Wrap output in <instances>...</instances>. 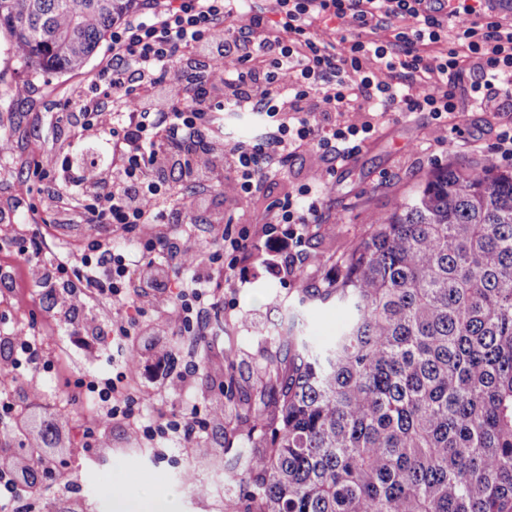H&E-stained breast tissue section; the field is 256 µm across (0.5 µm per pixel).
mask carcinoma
<instances>
[{"label": "carcinoma", "instance_id": "cac0c4a2", "mask_svg": "<svg viewBox=\"0 0 512 512\" xmlns=\"http://www.w3.org/2000/svg\"><path fill=\"white\" fill-rule=\"evenodd\" d=\"M133 0H0L19 67L83 70ZM346 318L306 334L309 304ZM245 512H512V166L434 168L288 306Z\"/></svg>", "mask_w": 512, "mask_h": 512}]
</instances>
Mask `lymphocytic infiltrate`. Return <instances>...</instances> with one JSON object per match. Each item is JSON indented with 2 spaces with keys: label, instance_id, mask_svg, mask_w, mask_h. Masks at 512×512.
<instances>
[{
  "label": "lymphocytic infiltrate",
  "instance_id": "lymphocytic-infiltrate-1",
  "mask_svg": "<svg viewBox=\"0 0 512 512\" xmlns=\"http://www.w3.org/2000/svg\"><path fill=\"white\" fill-rule=\"evenodd\" d=\"M277 5L279 18L273 21L258 0H139L133 16L113 26L110 54L74 103L87 131L98 130L103 100L124 104L106 133L116 177L75 175L66 157L33 163L37 176L79 187L86 202V253L46 255L39 229L19 250L31 274L46 287L64 290L69 314L83 315L71 345L83 357H98L97 320L88 310L104 301L122 308L109 321L120 369L116 377L87 384L98 426L83 430V448L106 443L105 426L115 419L136 439L189 441L196 434L195 416L185 413L152 427L136 414V405L151 399L142 388L143 375L163 379L165 391L176 394L190 388L195 369L175 368L169 350L153 341L154 326L142 327L149 341L136 345L129 310L136 298H150L162 311L166 330L190 333L193 345H200L224 279L222 250L203 254L188 242H167L169 264L149 276L113 252L108 234L112 228L132 232L152 224L191 223L189 207L173 199L175 179H188L203 191L229 169L246 201L266 192L287 163L304 156L316 157L332 172L346 166L390 112L451 125L465 112L492 113L498 124L494 153L512 159V16L504 12L505 0H277ZM245 7L249 25L229 28ZM329 22L351 29L343 49L313 32L314 24ZM187 52L206 67L233 55L241 68L227 88L202 80L191 92L164 95L173 62ZM285 68L296 78L283 93L277 81ZM358 105L371 111L369 120H339V113ZM238 110L260 114L264 131L228 154L217 153L215 115ZM322 218V195L307 186L272 206L275 224H317ZM39 361L27 330L0 338L1 378ZM59 478L53 466L25 483L0 470V512H21Z\"/></svg>",
  "mask_w": 512,
  "mask_h": 512
}]
</instances>
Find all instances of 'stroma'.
Here are the masks:
<instances>
[{
  "instance_id": "stroma-1",
  "label": "stroma",
  "mask_w": 512,
  "mask_h": 512,
  "mask_svg": "<svg viewBox=\"0 0 512 512\" xmlns=\"http://www.w3.org/2000/svg\"><path fill=\"white\" fill-rule=\"evenodd\" d=\"M95 55L80 72L41 76L15 64L4 35L0 34V135L9 136L13 149L0 159V265L19 260L21 239L30 237V227L47 223V251L62 246H83L81 211L67 202L69 189L29 171L40 156L68 155L79 163L84 154L98 161L107 172L110 158L103 135H90L76 122L59 120L65 103L83 91L102 62ZM26 85L24 95H12L17 85ZM460 131L450 125L431 124L414 115L392 114L381 132L371 139L356 159L336 173H329L312 156L297 159L284 179L266 194L249 201L238 199L239 186L233 173H224L207 192L195 213L197 224L181 231L176 224L154 225L153 234L178 238L188 235L197 249L209 252L223 229H248L249 247L244 261L224 270L217 290L218 304L210 310L205 340L197 353H190L188 336H168L177 366L195 362V382L188 394L157 396L143 406L145 415H171L196 408L206 425L199 434L200 447L223 460L213 468L204 456L174 449H160L130 438L125 426L111 427L113 453L103 448L84 450L76 445V433L90 425L94 413L85 400L78 379L113 376L117 370L110 350H102L94 365L68 346L64 307L54 304L31 280L19 279L24 290V308L0 301V333L12 331L18 322L32 323L42 339V354L48 368L21 370L12 386L22 393L33 389L40 397L28 410V426L40 430L44 420L60 406L65 439L61 447L46 449L47 459L64 473L65 489L34 512H113V478H121L125 495L136 498L147 491L179 495L180 512H243L237 485L227 483L228 474L246 469L248 430L260 412L275 406L286 367L276 340V329L285 306L300 289L316 288L336 274L341 254L368 235L375 220L390 212L393 204L411 195L435 167L451 162L474 166L491 160L495 124L487 112H467ZM322 187L326 219L321 224H299L290 238L287 255L272 252L267 243L268 212L284 194L301 185ZM233 216L229 227L219 218ZM294 261L295 274H279L283 260ZM223 407L221 417L209 415L211 403Z\"/></svg>"
}]
</instances>
